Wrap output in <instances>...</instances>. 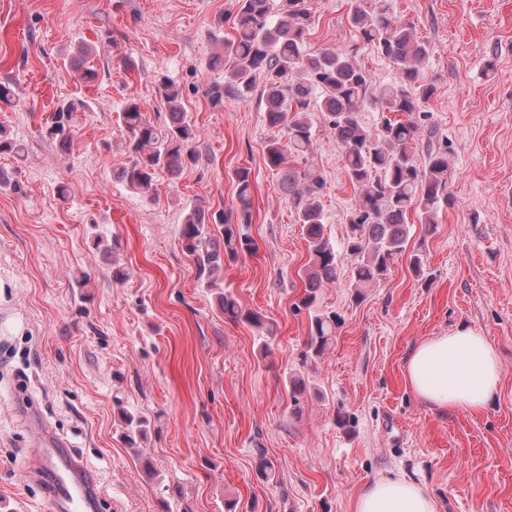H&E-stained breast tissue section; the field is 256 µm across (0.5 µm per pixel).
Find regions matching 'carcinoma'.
<instances>
[{
	"label": "carcinoma",
	"instance_id": "1",
	"mask_svg": "<svg viewBox=\"0 0 512 512\" xmlns=\"http://www.w3.org/2000/svg\"><path fill=\"white\" fill-rule=\"evenodd\" d=\"M315 16L307 0H237L232 15L234 37L224 40V55L212 65L224 63V83H216L210 95L216 100H245L256 86L262 87L266 119L275 134L266 145V165L280 170L287 157L313 152V113H321L336 135L345 158V169L358 203L347 219L345 252L354 258L349 288L354 299L365 289L380 286L390 263L406 251L413 225L407 214L414 211L424 234L437 228L440 208L450 204L448 182L452 175L447 147L429 143L420 159L417 146L435 132L422 127L414 113L434 95L431 83H420L421 68L430 58L429 42L415 34L389 6L388 0H372L368 7L355 4L349 23L357 32L351 49L318 52L307 50V36ZM371 46L393 66L394 83L380 86L375 76L356 60L360 45ZM74 62L78 79L97 77L93 58L96 47H77ZM156 96L167 110L163 124L145 117L135 97L120 112L127 137L124 149L129 161L116 178L131 192L152 196L160 173L177 178L199 159V131L182 106V91L168 76L155 79ZM387 113L374 127L363 122L366 102ZM80 98L61 103L42 128L43 137L62 150L70 147L77 113L84 111ZM236 205L215 218L200 203L187 209L179 228L183 251L197 269L198 278L216 290L224 316L265 328L260 315L246 311L229 292L218 291L224 258L234 260L254 250L247 233L252 224V176L247 168L235 170ZM283 189L296 211L301 235L307 243L308 264L303 271V291L296 308L315 309L319 291L338 280L339 253L325 237L326 218L320 202L324 188L314 169L283 174ZM336 315L311 316L308 352L317 357L336 340ZM124 440L131 447L147 440L149 423L137 411L120 409Z\"/></svg>",
	"mask_w": 512,
	"mask_h": 512
}]
</instances>
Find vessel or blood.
I'll return each mask as SVG.
<instances>
[{
    "label": "vessel or blood",
    "mask_w": 512,
    "mask_h": 512,
    "mask_svg": "<svg viewBox=\"0 0 512 512\" xmlns=\"http://www.w3.org/2000/svg\"><path fill=\"white\" fill-rule=\"evenodd\" d=\"M35 430L39 447L30 472L37 478L49 476L56 512H98L101 495L78 457L43 422H36Z\"/></svg>",
    "instance_id": "b4317fda"
}]
</instances>
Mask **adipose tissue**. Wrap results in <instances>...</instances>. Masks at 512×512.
<instances>
[{
    "mask_svg": "<svg viewBox=\"0 0 512 512\" xmlns=\"http://www.w3.org/2000/svg\"><path fill=\"white\" fill-rule=\"evenodd\" d=\"M406 381L429 407L478 412L495 398L501 374L496 349L479 331L462 325L429 337L410 353ZM353 512H438L437 501L419 483L383 475L364 486Z\"/></svg>",
    "mask_w": 512,
    "mask_h": 512,
    "instance_id": "obj_1",
    "label": "adipose tissue"
}]
</instances>
